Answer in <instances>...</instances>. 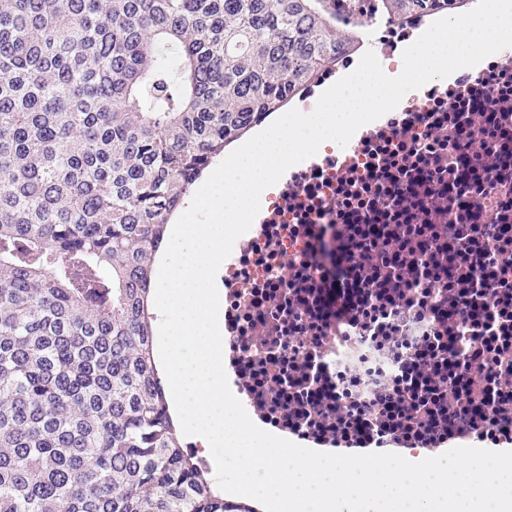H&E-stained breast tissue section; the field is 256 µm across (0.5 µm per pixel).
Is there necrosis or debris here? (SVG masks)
<instances>
[{"label":"necrosis or debris","mask_w":512,"mask_h":512,"mask_svg":"<svg viewBox=\"0 0 512 512\" xmlns=\"http://www.w3.org/2000/svg\"><path fill=\"white\" fill-rule=\"evenodd\" d=\"M326 2L337 26L360 32L392 74L401 69V49L439 18L416 13L399 24L381 16L379 0ZM360 58V52H345L335 68L296 95L293 107L312 111L322 88L353 72ZM360 224H476L489 230L512 224V47L409 92L347 146L325 143L265 194L256 223L224 264V334L279 337L275 349L255 350L252 360L239 363L244 374L271 358L287 362L292 337L311 343L298 377L277 372V408L264 411L250 388L238 385L246 410L280 419L281 405L295 390L304 403L295 417L302 425L313 420L319 395L368 401L374 381L396 380L401 365L373 356L370 337L389 329L383 317L366 321L362 309L380 305L391 286L407 292L400 311L420 325L430 326L451 306L449 290L425 269L427 254L441 248L438 238L426 243L408 274L390 269L380 278L359 263L330 281L325 262L331 251L342 246L364 253L368 242L356 231ZM507 284L512 286L511 261L491 271L472 259L468 296L480 314L448 321L458 364L469 362L477 337H512ZM292 309L298 319L289 318Z\"/></svg>","instance_id":"1"}]
</instances>
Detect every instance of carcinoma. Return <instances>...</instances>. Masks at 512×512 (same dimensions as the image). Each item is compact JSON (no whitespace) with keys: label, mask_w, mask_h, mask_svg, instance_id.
I'll use <instances>...</instances> for the list:
<instances>
[{"label":"carcinoma","mask_w":512,"mask_h":512,"mask_svg":"<svg viewBox=\"0 0 512 512\" xmlns=\"http://www.w3.org/2000/svg\"><path fill=\"white\" fill-rule=\"evenodd\" d=\"M354 47L323 0H0V512H251L171 414L155 260L225 149Z\"/></svg>","instance_id":"1"}]
</instances>
